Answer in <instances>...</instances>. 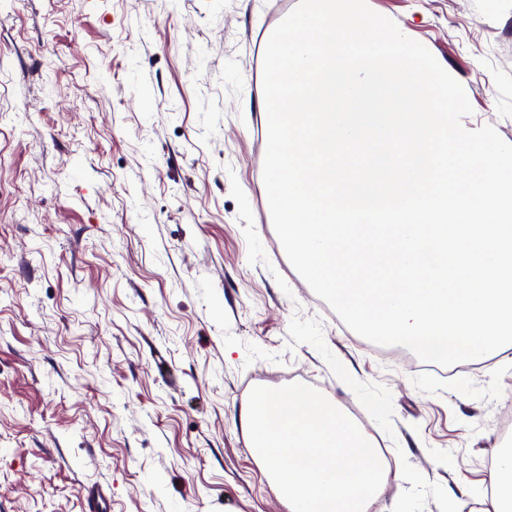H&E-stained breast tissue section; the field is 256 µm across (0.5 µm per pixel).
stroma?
I'll return each mask as SVG.
<instances>
[{
	"label": "stroma",
	"instance_id": "obj_1",
	"mask_svg": "<svg viewBox=\"0 0 512 512\" xmlns=\"http://www.w3.org/2000/svg\"><path fill=\"white\" fill-rule=\"evenodd\" d=\"M299 0H0V512H286L256 385L392 394L390 456L481 496L512 351L441 378L353 332L288 261L263 182L267 41ZM512 144V0H368Z\"/></svg>",
	"mask_w": 512,
	"mask_h": 512
}]
</instances>
